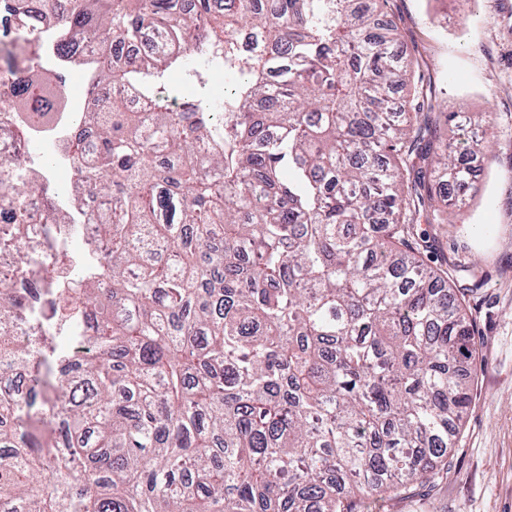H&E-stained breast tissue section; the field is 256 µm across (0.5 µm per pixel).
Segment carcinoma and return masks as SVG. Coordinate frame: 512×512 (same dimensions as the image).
Returning a JSON list of instances; mask_svg holds the SVG:
<instances>
[{
	"mask_svg": "<svg viewBox=\"0 0 512 512\" xmlns=\"http://www.w3.org/2000/svg\"><path fill=\"white\" fill-rule=\"evenodd\" d=\"M69 2L7 3L0 113L53 108L29 88L40 21L126 92L77 116L93 151L67 144L106 247L69 265L66 334L0 279V512H361L433 476L475 332L418 224L448 223L438 196L472 174L416 128L396 26L372 34L360 0ZM114 41L133 54L110 67L70 49ZM174 73L193 89L170 95ZM36 183L0 159V211ZM21 239L23 214L0 223V249Z\"/></svg>",
	"mask_w": 512,
	"mask_h": 512,
	"instance_id": "obj_1",
	"label": "carcinoma"
}]
</instances>
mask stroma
Instances as JSON below:
<instances>
[{
    "label": "stroma",
    "mask_w": 512,
    "mask_h": 512,
    "mask_svg": "<svg viewBox=\"0 0 512 512\" xmlns=\"http://www.w3.org/2000/svg\"><path fill=\"white\" fill-rule=\"evenodd\" d=\"M397 48L418 64L434 105L430 119L449 144L491 113L497 138L471 152L474 181L461 185L448 221L427 225L432 266L467 289L475 324L476 379L470 407L430 482L383 502V512H512V0H388ZM466 113L470 127L447 119ZM485 283L469 291L468 272Z\"/></svg>",
    "instance_id": "35a3bbf8"
}]
</instances>
